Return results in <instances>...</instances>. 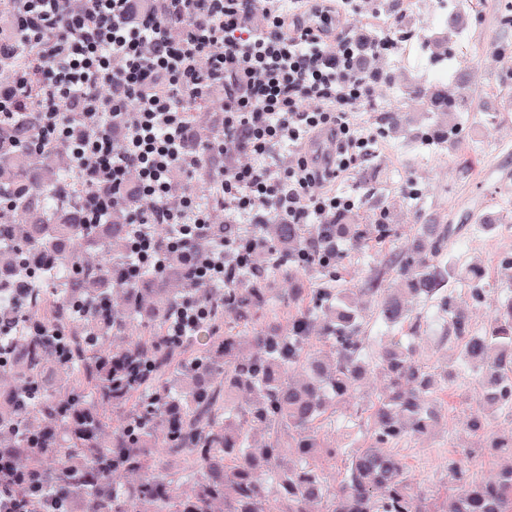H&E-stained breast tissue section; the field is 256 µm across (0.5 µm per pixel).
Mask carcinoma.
I'll return each instance as SVG.
<instances>
[{
    "mask_svg": "<svg viewBox=\"0 0 512 512\" xmlns=\"http://www.w3.org/2000/svg\"><path fill=\"white\" fill-rule=\"evenodd\" d=\"M501 38L512 31V3L497 5ZM18 0H0V76L23 68L28 81L13 115L0 121V457L15 462L24 482L17 491L37 512H512V432L494 435L487 447L504 460L487 480L466 478L460 460L448 471L463 487L447 503L426 502L393 446L408 437L434 433L435 378L392 342L374 363L363 357V316L357 294L325 288L320 304L304 306L302 285L288 290L294 309L288 328L257 327L269 302L262 285L266 258L255 256L242 272L243 287L213 303L218 285L195 275L197 263L221 252L234 224H207L176 252L168 249L174 231L153 227L163 256L159 269L144 267L126 276L135 262L129 221L145 207L135 179L117 200L109 186L76 188L66 149L44 135L40 112L42 63L36 50L17 38ZM468 14L452 0L442 32L418 41L423 54L460 69L448 45L464 37ZM412 100H425L427 137L435 144L458 134L472 108L438 85L403 87ZM409 122L403 112L381 119L383 134ZM222 113L201 102L191 116L188 150L196 153L223 128ZM101 200L99 220L89 202ZM260 235L298 274L330 271L345 250L393 235L390 224H360L345 213L320 224H283L271 217ZM450 224L430 220L418 240L396 255L394 287L378 279L366 292L378 297V317L394 326L410 316L408 301L437 302L442 338L476 377L482 408L471 420L512 403V297L475 333L450 291L461 282L472 300L485 293L476 264H462L447 252ZM329 263L322 265L319 258ZM190 300L235 313L244 329L212 339L194 357L176 354L169 335L176 312ZM138 325L149 335L128 342ZM334 352L312 350L314 341ZM374 366L384 377V393L367 409L369 446L346 450L321 439L316 423L352 399ZM224 375V388L214 377ZM123 411L124 424L105 434L107 409ZM159 448L173 456L190 453L196 468L187 475L156 460ZM345 457L338 484L321 460ZM132 481L122 483L120 479Z\"/></svg>",
    "mask_w": 512,
    "mask_h": 512,
    "instance_id": "carcinoma-1",
    "label": "carcinoma"
}]
</instances>
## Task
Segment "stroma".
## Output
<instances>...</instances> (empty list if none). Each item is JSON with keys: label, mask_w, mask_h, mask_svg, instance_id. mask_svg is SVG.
I'll list each match as a JSON object with an SVG mask.
<instances>
[{"label": "stroma", "mask_w": 512, "mask_h": 512, "mask_svg": "<svg viewBox=\"0 0 512 512\" xmlns=\"http://www.w3.org/2000/svg\"><path fill=\"white\" fill-rule=\"evenodd\" d=\"M495 9L474 10L471 28L456 53L475 73V84L467 89L469 102H479L499 111L493 125L474 133L464 128L454 143L419 150L422 130L414 124L395 135L378 137L370 158L340 181L342 192L354 196L355 214L361 223L394 225L392 241L368 244L346 251L337 264L336 275L311 273L302 276L307 288H350L359 291L365 308V352L373 355L391 342L413 344L416 357L426 371L454 366V351L439 338L441 320L433 303L419 302L420 329L411 323L396 328L384 327L377 318L376 306L364 289L369 277L387 254L406 249L425 219L433 217L454 225L455 234L448 251L462 262H476L486 270V292L481 302H472L462 284L452 289L460 305L467 307L473 329H484L491 312L512 292V273L503 267L504 258H512V98H502L504 88H512V38L497 44ZM377 67L430 85L432 75L424 67L419 46L395 49L376 61ZM398 85L377 82L370 102L358 112L361 125L377 128L379 116L387 110L417 111ZM489 211L507 215L496 235L473 232L477 213ZM381 268V267H380ZM384 390V381L371 375L359 388L349 405L327 415L319 425L325 442L339 448H357L369 441L364 421L366 407ZM441 425L426 439H409L399 444L408 473L417 486L443 497L455 495L460 483L452 480L449 460L471 458L470 472L483 480L494 475L498 459L486 448L487 436L512 431V407H500L483 419L484 431L476 434L466 426L467 417L478 410L481 391L469 371H459L454 382L437 398Z\"/></svg>", "instance_id": "1"}]
</instances>
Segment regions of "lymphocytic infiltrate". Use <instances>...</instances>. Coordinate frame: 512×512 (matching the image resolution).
<instances>
[{
    "label": "lymphocytic infiltrate",
    "instance_id": "1",
    "mask_svg": "<svg viewBox=\"0 0 512 512\" xmlns=\"http://www.w3.org/2000/svg\"><path fill=\"white\" fill-rule=\"evenodd\" d=\"M20 37L44 63L41 110L48 134L69 145L74 173L86 182L123 189L135 175L147 207L132 221L141 266L161 267L149 228L165 224L186 241L212 223L191 187L202 182L222 202L227 221L265 209L285 224L354 209L335 182L365 162L377 139L355 114L371 87L359 45L340 19L356 0H164L140 25H130L131 0H20ZM264 25L254 28L252 16ZM223 88V132L202 152L185 148L197 103ZM123 118L120 140L112 123ZM334 139L333 156L306 152L314 138ZM292 154L281 164V148ZM223 157L221 173L204 162ZM182 170L189 185L174 190ZM258 243L242 234L224 241V259L204 261V280L239 287L238 269Z\"/></svg>",
    "mask_w": 512,
    "mask_h": 512
}]
</instances>
